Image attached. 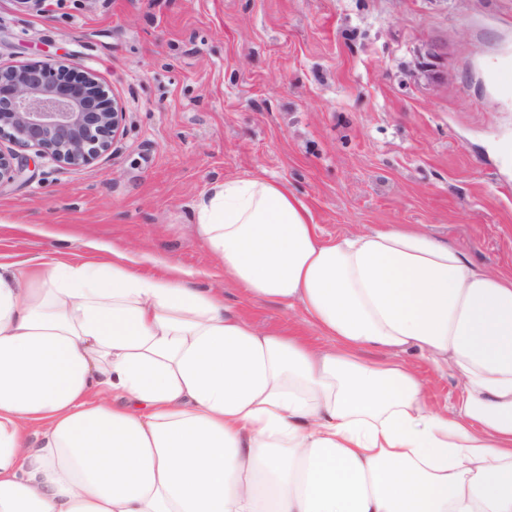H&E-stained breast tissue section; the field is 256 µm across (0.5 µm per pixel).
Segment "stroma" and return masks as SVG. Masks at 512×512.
Returning <instances> with one entry per match:
<instances>
[{"instance_id":"stroma-1","label":"stroma","mask_w":512,"mask_h":512,"mask_svg":"<svg viewBox=\"0 0 512 512\" xmlns=\"http://www.w3.org/2000/svg\"><path fill=\"white\" fill-rule=\"evenodd\" d=\"M447 41L442 77L418 68ZM78 63L124 116L111 149L69 167L13 148L0 187V261L97 246L170 261L260 326L300 336V314L254 303L193 229L227 178L280 183L335 235L409 224L512 273V0H0V64Z\"/></svg>"}]
</instances>
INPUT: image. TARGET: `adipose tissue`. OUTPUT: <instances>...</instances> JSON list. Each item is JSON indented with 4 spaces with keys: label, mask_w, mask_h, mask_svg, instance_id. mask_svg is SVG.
Segmentation results:
<instances>
[{
    "label": "adipose tissue",
    "mask_w": 512,
    "mask_h": 512,
    "mask_svg": "<svg viewBox=\"0 0 512 512\" xmlns=\"http://www.w3.org/2000/svg\"><path fill=\"white\" fill-rule=\"evenodd\" d=\"M195 215L311 335L117 250L0 262V512H512V275L403 224L324 235L258 177ZM426 376L434 402L442 408L451 407L456 397L455 383L449 378H440L433 373H427Z\"/></svg>",
    "instance_id": "ef3b65f1"
}]
</instances>
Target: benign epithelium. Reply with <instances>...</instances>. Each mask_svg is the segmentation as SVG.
I'll use <instances>...</instances> for the list:
<instances>
[{
	"instance_id": "benign-epithelium-1",
	"label": "benign epithelium",
	"mask_w": 512,
	"mask_h": 512,
	"mask_svg": "<svg viewBox=\"0 0 512 512\" xmlns=\"http://www.w3.org/2000/svg\"><path fill=\"white\" fill-rule=\"evenodd\" d=\"M122 106L88 69L33 62L0 66V135L50 161L84 167L108 152ZM0 151V186L23 176Z\"/></svg>"
}]
</instances>
